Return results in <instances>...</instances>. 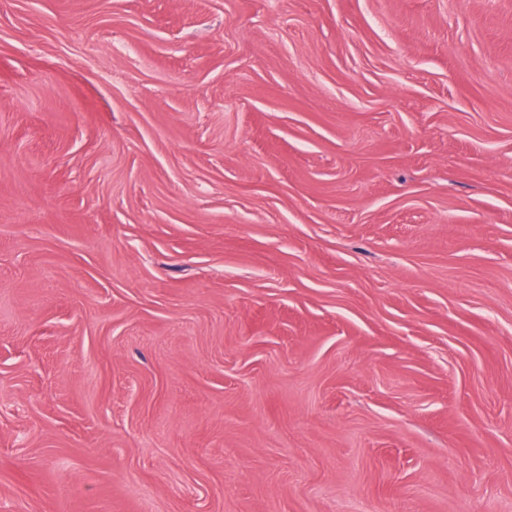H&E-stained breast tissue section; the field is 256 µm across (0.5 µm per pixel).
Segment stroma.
<instances>
[{
  "label": "stroma",
  "instance_id": "35a3bbf8",
  "mask_svg": "<svg viewBox=\"0 0 512 512\" xmlns=\"http://www.w3.org/2000/svg\"><path fill=\"white\" fill-rule=\"evenodd\" d=\"M0 512H512V0H0Z\"/></svg>",
  "mask_w": 512,
  "mask_h": 512
}]
</instances>
